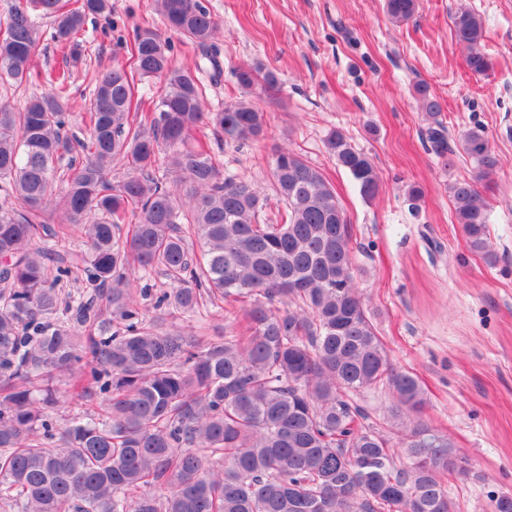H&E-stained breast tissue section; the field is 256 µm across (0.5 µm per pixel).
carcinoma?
I'll return each instance as SVG.
<instances>
[{"label": "carcinoma", "instance_id": "obj_1", "mask_svg": "<svg viewBox=\"0 0 512 512\" xmlns=\"http://www.w3.org/2000/svg\"><path fill=\"white\" fill-rule=\"evenodd\" d=\"M154 6L200 61L174 66L172 40L134 26L127 62L100 76L85 105L88 137L70 132L76 90L66 67L45 73L49 88L21 109L0 99V512H455L444 478L476 473L448 436L414 425L399 463L389 439L363 423L356 398L366 390L388 386L396 419L425 398L366 315L350 224L329 180L296 152L276 151L271 183L285 210L263 223L258 187L189 143L203 127L238 144L260 136L249 94L260 80L279 90V78L241 64L242 95L209 111L201 75H224L218 22L205 0ZM417 10L418 0H385L396 25ZM46 18L73 60L98 18L102 34L126 43L111 0H14L0 15L1 88L31 80ZM452 26L466 68L485 75L483 18L461 10ZM145 78L163 80L152 112L140 111ZM415 93L443 156L440 104L425 84ZM325 145L374 198L372 159L337 130ZM461 146L477 176L451 186L455 221L468 248L489 257L490 204L478 182L499 160L479 126ZM117 162L127 174L113 184ZM74 231L81 251L65 249ZM131 260L173 283L157 305L194 317L202 298L218 296L232 331L206 340L139 318ZM74 275L93 290L65 304L58 284ZM242 298L251 302L238 309ZM85 357L94 370L76 367ZM61 374L85 401L62 424Z\"/></svg>", "mask_w": 512, "mask_h": 512}]
</instances>
